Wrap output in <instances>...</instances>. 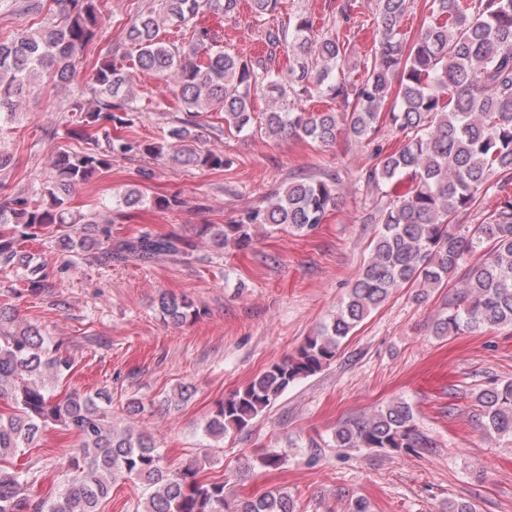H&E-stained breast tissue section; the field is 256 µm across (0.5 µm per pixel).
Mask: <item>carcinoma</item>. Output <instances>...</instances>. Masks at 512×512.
<instances>
[{
    "label": "carcinoma",
    "instance_id": "obj_1",
    "mask_svg": "<svg viewBox=\"0 0 512 512\" xmlns=\"http://www.w3.org/2000/svg\"><path fill=\"white\" fill-rule=\"evenodd\" d=\"M47 2L17 0L15 11L41 17L40 26L22 25L0 36V122L15 119L40 79L72 83L86 46L104 25L100 0H54L56 11ZM248 4L267 48L256 60L225 49L203 22L207 14L236 17L241 0H156L125 31L134 55L109 49L94 61L93 104H84L80 95L70 102L73 116H63L60 124L77 146L56 153L54 180L42 183L32 196L21 193L0 202V268L15 266L21 248L41 240L53 226L64 229L72 249L101 265L145 263L161 255L189 259L194 245L179 235L144 231L114 239L112 220L73 215L67 208L70 188L112 169L116 155L166 154L182 165L209 170L230 166V158L200 146L197 117L215 109L224 113L225 131H247L257 119L252 91L265 86L276 93L263 113L265 133L275 138L330 145L344 134L365 146L385 122L402 135L397 150L376 148L375 163L359 177L366 194L377 196L403 177L410 179L407 190L379 210L381 227L360 277L294 355L269 365L216 406L203 425L204 435L216 442L248 429L289 387L329 365L354 328L401 288L453 289L433 324L438 336L512 327V195L505 192L512 185V0L465 5L429 0L428 14L411 37L402 28L408 0H376L374 52L355 82L346 79L339 30L321 33L302 12L274 25L280 0ZM169 23L191 32V41L165 40ZM279 51L288 58L284 71L265 64ZM137 71L152 72L178 89L183 116L169 130L167 144L112 136V122L130 124L138 111ZM320 95L339 100L343 111L310 112L295 105ZM337 184L336 178L292 182L244 210L235 223L206 224L202 233L222 250L247 245L256 224L309 232L336 204ZM491 189L503 196L489 222L453 224ZM118 202L128 209L179 205L175 198L150 200L134 188L119 194ZM485 242L489 247L482 256L462 267L465 254ZM26 284L35 296L52 287L39 267L29 269ZM158 307L174 327L200 316L191 302L175 296H161ZM72 370L60 345L38 326L17 323L13 306L0 301V460L25 455L50 426L75 437L63 484L47 500L25 495L27 484L36 480L32 467H0V512H102L119 480L149 490L135 512H296L284 491L232 502L224 483L199 478L197 463L169 470L151 437L114 423L108 393L57 392ZM476 400L486 430L512 436V382L484 388ZM332 447L419 454L436 443L418 425L411 405L398 399L338 424ZM284 460L275 450L255 456L262 468L279 467Z\"/></svg>",
    "mask_w": 512,
    "mask_h": 512
}]
</instances>
